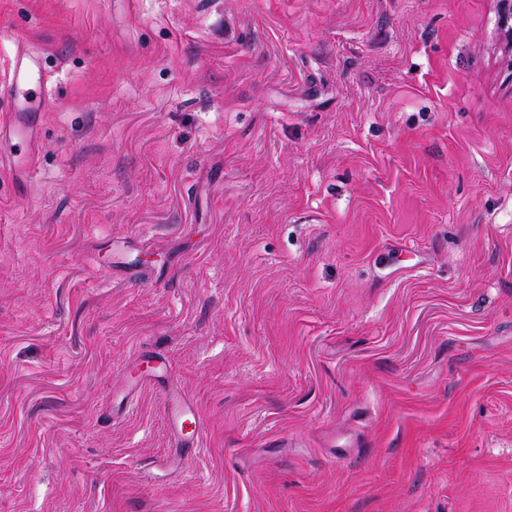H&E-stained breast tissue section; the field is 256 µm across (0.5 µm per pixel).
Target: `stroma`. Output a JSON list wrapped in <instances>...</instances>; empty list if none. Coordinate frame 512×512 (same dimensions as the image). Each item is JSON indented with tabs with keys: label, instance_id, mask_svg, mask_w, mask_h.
Instances as JSON below:
<instances>
[{
	"label": "stroma",
	"instance_id": "obj_1",
	"mask_svg": "<svg viewBox=\"0 0 512 512\" xmlns=\"http://www.w3.org/2000/svg\"><path fill=\"white\" fill-rule=\"evenodd\" d=\"M22 45L0 512H512L496 0H0V79ZM15 106L14 112L0 114V168L5 159L18 179L29 176L34 150L35 108L45 106L42 94L41 62L35 55L20 50L11 67V79L0 89ZM3 146L6 150L2 152ZM167 379V383L164 386L166 389L167 397L169 398L170 394L177 391L178 386L172 377L170 371L165 376ZM167 398V414L170 416L175 432L179 430V427L183 428V423L186 417L193 416L195 417L194 411L188 407L187 405H181L178 407H172L169 403V399Z\"/></svg>",
	"mask_w": 512,
	"mask_h": 512
}]
</instances>
